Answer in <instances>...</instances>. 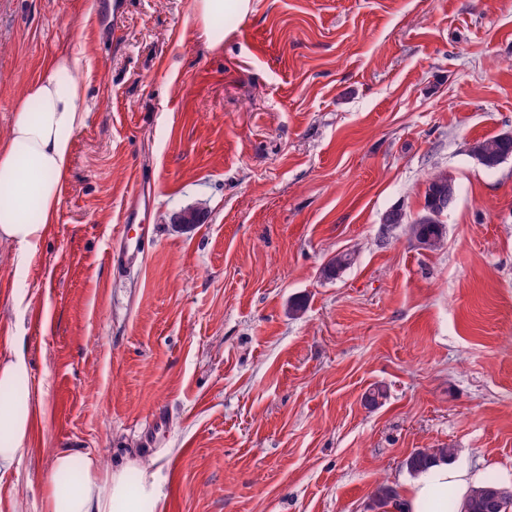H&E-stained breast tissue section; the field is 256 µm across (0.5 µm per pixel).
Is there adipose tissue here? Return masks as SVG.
<instances>
[{"instance_id": "obj_1", "label": "adipose tissue", "mask_w": 512, "mask_h": 512, "mask_svg": "<svg viewBox=\"0 0 512 512\" xmlns=\"http://www.w3.org/2000/svg\"><path fill=\"white\" fill-rule=\"evenodd\" d=\"M83 52L56 55L46 73L17 102L0 142V243L17 245L15 264L27 263L52 224L69 172L75 134L86 126V88L79 78ZM22 347L0 356V474L34 443L44 420L45 389L27 382ZM137 481H130V472ZM479 474L437 459L397 496L401 512H448V497L464 499ZM45 512H161L165 498L140 457L105 466L98 454L56 449L43 479Z\"/></svg>"}]
</instances>
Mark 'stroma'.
Instances as JSON below:
<instances>
[{
    "label": "stroma",
    "instance_id": "obj_1",
    "mask_svg": "<svg viewBox=\"0 0 512 512\" xmlns=\"http://www.w3.org/2000/svg\"><path fill=\"white\" fill-rule=\"evenodd\" d=\"M102 4L0 0V139L66 46L90 110L29 264L0 244V355L47 389L0 512H43L58 448L140 456L163 512H373L424 448L512 488V159L469 154L512 132V0H249L215 48L192 0ZM440 169L442 247L384 233ZM502 134L477 140L470 146V154L486 169H495L504 160L512 157V139H504ZM135 221L136 213L132 210L126 216L125 230L120 244L111 250L110 260L112 267L118 271L129 269L142 259L140 238L130 235V232L134 229Z\"/></svg>",
    "mask_w": 512,
    "mask_h": 512
}]
</instances>
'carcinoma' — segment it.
Segmentation results:
<instances>
[{"mask_svg":"<svg viewBox=\"0 0 512 512\" xmlns=\"http://www.w3.org/2000/svg\"><path fill=\"white\" fill-rule=\"evenodd\" d=\"M470 154L486 169H494L504 160L512 157V139H505L500 135L483 140H477L470 146ZM456 193L453 180L442 171L435 172L428 177L427 188L424 195V206L419 218L408 221L407 213L401 207H394L387 211L383 217L385 224H409L411 236L426 249L441 247L445 239V225L440 218L444 214L441 205L448 201V194ZM451 457L452 449L439 448L431 453L427 450H417L406 460V467L412 473H419L427 469L437 456ZM397 492L387 484L379 485L373 500V509L376 512H388L387 507L392 505ZM512 504V490L501 485L496 478L485 479L478 487L471 490L467 498L459 503L453 495H448V512H497L493 504L497 499Z\"/></svg>","mask_w":512,"mask_h":512,"instance_id":"obj_1","label":"carcinoma"}]
</instances>
